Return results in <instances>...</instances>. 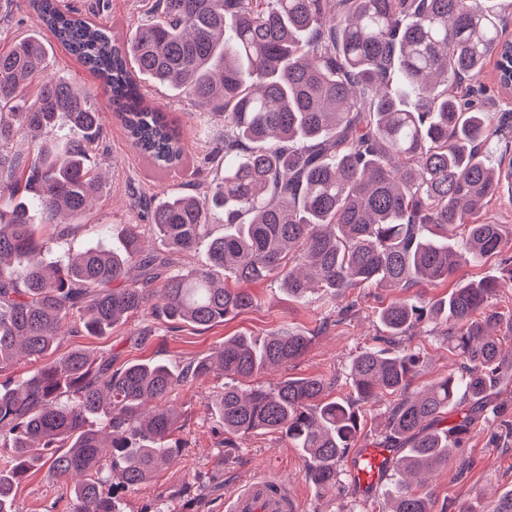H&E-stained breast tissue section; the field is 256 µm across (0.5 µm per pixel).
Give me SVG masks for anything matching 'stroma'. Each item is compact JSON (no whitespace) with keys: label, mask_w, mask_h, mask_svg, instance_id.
<instances>
[{"label":"stroma","mask_w":512,"mask_h":512,"mask_svg":"<svg viewBox=\"0 0 512 512\" xmlns=\"http://www.w3.org/2000/svg\"><path fill=\"white\" fill-rule=\"evenodd\" d=\"M64 2L81 13L95 14L112 33L126 35L152 15L155 0ZM37 31L27 0H7L0 5V50L7 48L12 39ZM45 74L63 77L90 91L105 125L103 138L94 150L95 171L102 181L100 194L79 226L49 242L47 254L52 262L62 263L94 242L119 247L125 225L145 221L133 205V192L160 197L182 191L189 182L207 183L223 176V167L214 162L204 163L199 169L192 166L193 161L203 160L213 142L223 139V116L200 114L184 94L164 86L155 89L152 100L178 124L191 161L190 166L157 177L146 168L113 115L102 84L73 56L54 48ZM500 267V257L494 256L461 268L448 280L419 284L413 292L439 299L458 282L498 275ZM249 290L257 299L255 306L208 327L173 325L148 310L114 325L106 336L74 333V324L68 321L60 326L57 352L62 355L85 348L98 356L111 355L117 367L129 361L162 360L178 369L214 351L227 337L261 338L287 325L309 337L308 348L288 369H270L259 375L258 383L270 385L287 375L318 376L332 380L331 395L345 397L351 393L350 361L362 348L372 345L375 337L383 335L378 311L395 297L394 292L374 287L348 291L347 299L357 300L358 305L342 316L317 301H295L284 292L280 280L272 277L250 284ZM401 342L424 357L412 390L430 385L460 362L459 356L449 350L442 327H421L402 337ZM221 385L220 379L210 377L185 387L173 398L171 405L183 425L181 448L156 479L124 494V512H152L163 495L173 501L177 512H224L225 494L260 472L292 482L301 512H340L342 505L350 502L358 504L359 512H385V490L393 478L392 471H384L366 495L352 487L350 471L361 449L376 447L381 441L389 398L363 406L358 442L341 462L342 490L318 491L304 477L302 453L280 435L255 433L239 439L237 447L223 446L218 421L207 406L208 395ZM496 404V409L481 412L470 440L453 452L447 466L417 477V489L429 495L433 512H460L464 507L482 512L490 501L512 490V434L503 426L504 420H512V382L500 386ZM13 507L15 512H68L69 497L64 486L45 470L33 469L18 484Z\"/></svg>","instance_id":"obj_1"}]
</instances>
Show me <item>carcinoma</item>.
Returning <instances> with one entry per match:
<instances>
[{"mask_svg": "<svg viewBox=\"0 0 512 512\" xmlns=\"http://www.w3.org/2000/svg\"><path fill=\"white\" fill-rule=\"evenodd\" d=\"M36 25L94 74L112 112L157 171L180 167L185 148L168 115L145 104L148 80L184 92L224 116V140L209 160L224 176L140 207L148 225L127 226L123 248L88 247L71 262L45 259L43 231L86 213L99 189L91 151L102 115L84 87L41 82L49 44L23 36L0 51V512H14V488L32 467H48L69 489L72 512H122L119 493L151 481L180 447L182 425L168 408L178 390L212 374L232 379L210 398L224 447L250 433H277L302 451L305 478L341 487L340 462L361 430L360 410L393 397L386 448L400 451L403 476L448 465L471 436L465 412L512 378L495 328L512 334V314L489 299L506 274L459 284L441 299L404 291L436 282L483 258L503 255L501 225L481 220L512 169L491 148L512 143V111L483 109L480 77L501 62L506 41L497 0H155V15L123 41L62 0H28ZM64 129L62 141L9 156L19 133ZM224 214L216 234L210 217ZM168 254L147 251L144 228ZM462 231L448 241V228ZM209 240V265L175 269L173 255ZM271 276L301 302L336 299L350 288L385 287L403 296L378 312L386 335L352 358V395L328 399L322 377L249 384L288 366L308 337L285 327L260 340L233 336L180 372L158 361L112 368V357L73 349L51 358L62 320L103 336L146 309L173 322L209 326L252 307L244 285ZM447 326L463 366L413 395L419 353L398 338L426 322ZM23 353L36 363L16 381L5 373ZM109 485L108 493L102 487ZM389 512H432L404 481L386 493Z\"/></svg>", "mask_w": 512, "mask_h": 512, "instance_id": "cac0c4a2", "label": "carcinoma"}]
</instances>
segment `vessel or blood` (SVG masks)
<instances>
[{
    "label": "vessel or blood",
    "mask_w": 512,
    "mask_h": 512,
    "mask_svg": "<svg viewBox=\"0 0 512 512\" xmlns=\"http://www.w3.org/2000/svg\"><path fill=\"white\" fill-rule=\"evenodd\" d=\"M394 463L390 449H364L354 467L358 490L374 486L381 477V465L391 466ZM297 509L298 502L287 483L271 475L249 478L224 497V512H297Z\"/></svg>",
    "instance_id": "vessel-or-blood-1"
}]
</instances>
